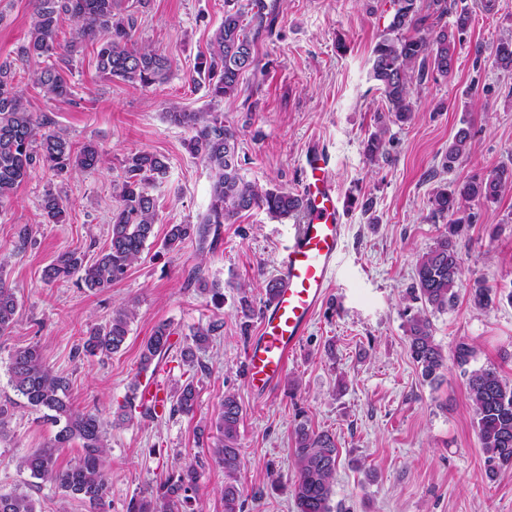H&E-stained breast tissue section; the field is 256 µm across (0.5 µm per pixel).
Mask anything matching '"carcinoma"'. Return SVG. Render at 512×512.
Listing matches in <instances>:
<instances>
[{
    "mask_svg": "<svg viewBox=\"0 0 512 512\" xmlns=\"http://www.w3.org/2000/svg\"><path fill=\"white\" fill-rule=\"evenodd\" d=\"M395 13L388 33L374 45L370 76L388 104L392 122L405 123L412 117L413 85H422L435 74L451 76L455 69L456 35L472 24V11L455 12L452 27L441 24L449 8L447 0H394ZM119 0H36L32 16V38L21 49L23 56L50 58L57 61L36 73L34 83L49 98H65L70 86L67 72L72 56L82 43L104 33L96 56L98 72L108 78L149 88L169 78V59L156 49L131 43L137 19L118 12ZM265 5L250 21L225 0L224 20L214 31L209 55L198 59L194 70L204 79L214 100L237 94L246 73L258 68L257 40L265 30ZM75 21L66 45L58 42L61 16ZM495 63L504 71H512V38H501L495 46ZM167 119L190 131L185 141L188 152L200 159L212 174L209 208L197 224H172L164 238L168 250L177 249L184 241L197 243L199 251L212 250L218 242V227L232 224L243 212L263 209L274 218H298L303 215L300 194L282 188L262 189L244 180L240 174L238 132L224 124L216 112H188L172 107ZM387 129L372 133L364 152L371 162L386 154ZM473 133L466 124L458 129L442 167L451 171L471 148ZM102 164L99 148L87 143L80 148L59 132L50 129V120L34 117L26 105L24 90L14 84L11 65L0 63V206L8 202L20 183L37 169L56 173L78 169L94 171ZM167 164L152 152L129 155L119 191V206L112 213L108 247L89 261L85 253L67 250L59 253L43 270L47 283L69 281L78 277L83 287L105 291L121 281L132 264L154 237L156 200L146 190L149 181L164 177ZM512 188V168L501 166L489 174L438 187L429 198L430 214L446 221L445 230L435 245L416 261L413 274L412 300L422 304L407 318V339L412 358L424 380L439 379L445 367L444 356L433 336L428 311L443 312L456 299V288L462 276L457 249L458 239L467 225L473 223L470 203L492 201ZM47 220L63 221L65 208L60 197L48 193L42 200ZM188 281L198 284L204 293L220 301L224 298L219 284L208 283L194 270ZM493 289L475 282L471 298L475 306L493 304ZM17 310V299L0 278V335L11 328ZM134 310L126 305L112 313L103 326L94 327L83 342L82 350L90 356H109L121 349L128 335ZM224 324L212 322L194 333L193 342L180 350L183 363L206 372L196 363L197 352L206 348L213 336L221 334ZM169 324H158L143 346L140 365L146 369L152 361L165 355L173 346ZM9 372L14 389L33 408L50 411V419L58 427L53 439L41 448H33L20 458L19 467L37 479L48 480L66 496L79 498L90 505H106L110 484L106 471L107 432L103 419L92 411H79L70 403L69 379L50 368L38 346L20 348L11 356ZM469 399L477 418L478 437L486 454L489 471L512 466V386L491 368L477 369L467 378ZM197 405L194 381L185 382L175 391L170 404L173 414L191 415ZM242 406L231 393L224 395L214 426L217 432L211 452L231 481L224 484V512H241L242 492L232 481L240 471L241 453L238 443ZM294 448L295 477L292 495L296 512H332L334 474L338 448L334 436L316 432L307 424L297 425ZM79 445L80 452L66 469L57 466L62 448ZM198 481V470L189 462L169 473L157 490L147 496L133 497L126 512H180L191 501ZM0 512H37L32 496L17 489L0 493Z\"/></svg>",
    "mask_w": 512,
    "mask_h": 512,
    "instance_id": "1",
    "label": "carcinoma"
}]
</instances>
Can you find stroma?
<instances>
[{
	"label": "stroma",
	"instance_id": "stroma-1",
	"mask_svg": "<svg viewBox=\"0 0 512 512\" xmlns=\"http://www.w3.org/2000/svg\"><path fill=\"white\" fill-rule=\"evenodd\" d=\"M264 2L273 8V32L258 42L259 67L244 75L237 96L216 102L192 78L224 19V0H120L123 12L137 18L135 43L170 59L167 82L145 89L102 77L97 45L88 41L73 58L69 96L57 100L33 81L38 61L20 54L31 38L35 0H0V62H11L29 110L49 116L74 146L91 141L105 155L95 172L36 170L0 208V277L18 300L12 328L0 336V406L7 410L0 419V492L27 491L39 512H95L18 467L21 456L56 432L46 410L27 406L10 382L11 353L35 343L46 363L69 378L73 406L98 411L106 422L111 490L104 512H126L131 497L195 458L201 461L198 512H224V470L197 432L215 421L228 393L243 408L242 512H296L290 486L301 418L336 439L333 512H512V467L488 472L465 373L492 368L512 384V190L497 202L471 206L476 218L459 242L464 275L456 302L430 316L445 356L438 383L423 381L404 315L416 260L444 229L443 220L430 216L434 189L512 166V73L493 61L498 38L512 35V0H494L489 11L480 0H455L473 13L455 72L414 88L412 120L390 125L388 155L375 163L363 142L387 118L388 105L370 77L371 51L392 21L393 0ZM174 104L220 113L239 132L242 177L265 187L300 191L311 143L332 158L345 207L337 273L282 383L262 398L244 378L242 326H257L265 285L276 275L277 256L296 221L254 210L222 225L213 251L199 253L192 241L165 250L170 225L201 221L212 183L184 146L187 130L165 117ZM465 120L474 133L472 148L453 171L443 170L442 157ZM138 151L161 155L168 165L166 177L147 187L157 216L141 257L102 293L71 280L44 283L42 271L58 253L75 249L91 258L106 246L123 162ZM49 192L68 209L64 223H48L43 215ZM368 199L373 207L366 211ZM23 226L29 230L24 244L17 237ZM195 268L220 284L223 302L188 284ZM477 280L496 294L488 308L471 301ZM243 296L255 312L247 322L239 312ZM127 303L135 304L136 316L122 349L107 357L79 354L89 329ZM214 320L224 329L198 353L207 371L189 376L180 349ZM162 322L170 324L174 346L141 369L142 347ZM462 342L475 349L465 368L455 357ZM154 377L173 391L193 380L194 415L136 412L118 420L131 385Z\"/></svg>",
	"mask_w": 512,
	"mask_h": 512
}]
</instances>
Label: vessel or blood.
<instances>
[{"label":"vessel or blood","mask_w":512,"mask_h":512,"mask_svg":"<svg viewBox=\"0 0 512 512\" xmlns=\"http://www.w3.org/2000/svg\"><path fill=\"white\" fill-rule=\"evenodd\" d=\"M303 174L306 221L279 254L275 297L263 310L258 332L245 352L248 385L260 395L282 380L289 357L327 296L341 253L340 198L324 148L306 151Z\"/></svg>","instance_id":"1"}]
</instances>
